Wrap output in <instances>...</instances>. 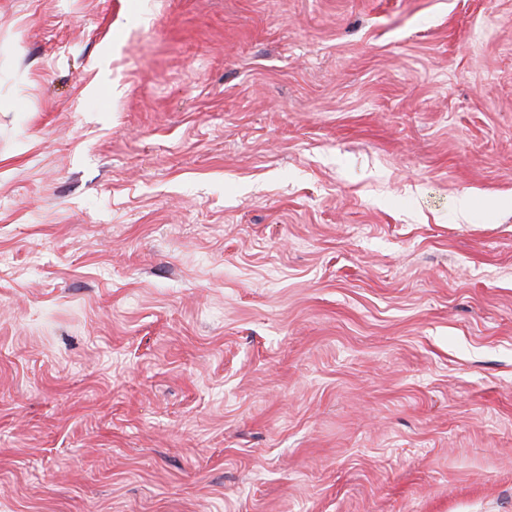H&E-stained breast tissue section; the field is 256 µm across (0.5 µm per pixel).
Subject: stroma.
<instances>
[{
  "instance_id": "1",
  "label": "stroma",
  "mask_w": 512,
  "mask_h": 512,
  "mask_svg": "<svg viewBox=\"0 0 512 512\" xmlns=\"http://www.w3.org/2000/svg\"><path fill=\"white\" fill-rule=\"evenodd\" d=\"M0 255V512H512V0H0Z\"/></svg>"
}]
</instances>
